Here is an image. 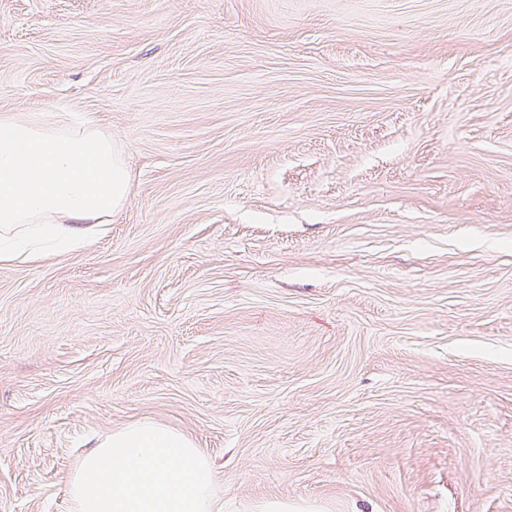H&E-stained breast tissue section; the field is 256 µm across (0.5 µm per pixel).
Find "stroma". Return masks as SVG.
I'll use <instances>...</instances> for the list:
<instances>
[{
	"label": "stroma",
	"mask_w": 512,
	"mask_h": 512,
	"mask_svg": "<svg viewBox=\"0 0 512 512\" xmlns=\"http://www.w3.org/2000/svg\"><path fill=\"white\" fill-rule=\"evenodd\" d=\"M43 111L131 186L0 263V512L136 421L222 512H512V0H0Z\"/></svg>",
	"instance_id": "35a3bbf8"
}]
</instances>
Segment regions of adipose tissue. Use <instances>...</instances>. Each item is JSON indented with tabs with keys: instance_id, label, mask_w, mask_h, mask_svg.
Instances as JSON below:
<instances>
[{
	"instance_id": "ef3b65f1",
	"label": "adipose tissue",
	"mask_w": 512,
	"mask_h": 512,
	"mask_svg": "<svg viewBox=\"0 0 512 512\" xmlns=\"http://www.w3.org/2000/svg\"><path fill=\"white\" fill-rule=\"evenodd\" d=\"M129 174L106 131L74 130L48 112L0 115V262L48 242L79 246L62 225L109 223Z\"/></svg>"
}]
</instances>
